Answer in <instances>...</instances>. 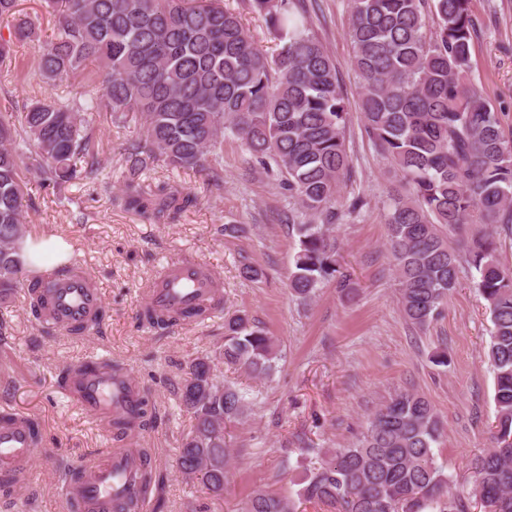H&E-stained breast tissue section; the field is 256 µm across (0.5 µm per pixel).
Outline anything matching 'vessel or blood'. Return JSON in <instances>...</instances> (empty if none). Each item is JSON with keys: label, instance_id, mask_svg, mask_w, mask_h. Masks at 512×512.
<instances>
[{"label": "vessel or blood", "instance_id": "vessel-or-blood-1", "mask_svg": "<svg viewBox=\"0 0 512 512\" xmlns=\"http://www.w3.org/2000/svg\"><path fill=\"white\" fill-rule=\"evenodd\" d=\"M41 314L44 322L69 331L94 322L103 307L98 284L80 272L66 276L47 271L43 276ZM156 312L193 310L209 304L219 292L206 268L198 262L174 260L148 289ZM66 394L97 419L137 413L139 389L111 367L89 362L76 364L64 385ZM35 454L30 421L21 414L0 417V471L26 473ZM142 461L131 453H111L105 461H84L82 476L65 491L68 502L80 512H112L117 505L135 506L144 512L148 498L141 486Z\"/></svg>", "mask_w": 512, "mask_h": 512}]
</instances>
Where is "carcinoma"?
I'll return each instance as SVG.
<instances>
[{"mask_svg":"<svg viewBox=\"0 0 512 512\" xmlns=\"http://www.w3.org/2000/svg\"><path fill=\"white\" fill-rule=\"evenodd\" d=\"M281 45L260 49L224 0H51L58 36L45 45L28 79L46 84L98 62L96 95L27 107L21 131L0 120V301L19 284L24 263V181L30 149L42 159L43 184L60 188L101 175L94 114L130 112L144 120V139L127 156L124 205L148 220L175 219L195 198L162 186L141 190L149 162L221 177L224 140L232 139L282 178L295 201L298 237L289 288L300 299L338 279L352 292L336 260L333 224L355 212L362 197L340 199L350 177V121L336 64L304 27L296 0H248ZM348 36L358 76L362 122L380 154L400 173L405 194L387 204L388 249L401 310L424 329L457 288L462 264L477 274L493 325L486 355L494 373V445L473 463L471 494L489 512H512V269L498 259L489 227L512 235V140L498 112L470 82L480 25L472 0H349ZM35 34L23 21L0 36V66L12 45ZM201 310L146 320L168 328ZM270 376L275 339L238 314L225 324L215 357L189 365L180 403L194 424L181 441L180 472L220 494L229 450L226 425L249 406L247 392L215 374L214 359ZM148 404L133 419L117 417L122 437L144 425ZM441 421L415 393L380 407L346 448L309 464L296 496L257 491L245 512H298L318 501L337 512H467L438 464Z\"/></svg>","mask_w":512,"mask_h":512,"instance_id":"obj_1","label":"carcinoma"}]
</instances>
